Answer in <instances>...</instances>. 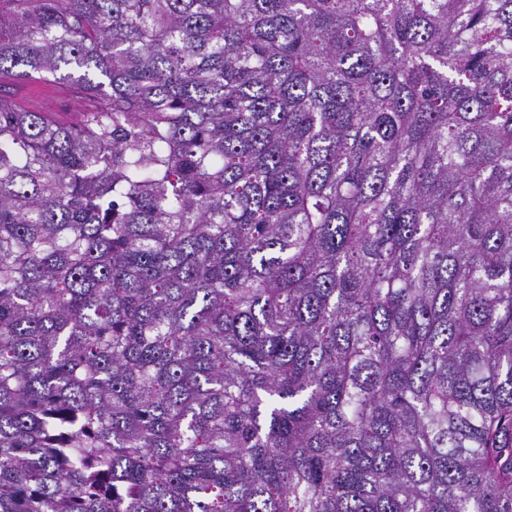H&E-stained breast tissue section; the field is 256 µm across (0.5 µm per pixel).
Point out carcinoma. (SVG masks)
<instances>
[{
	"instance_id": "1",
	"label": "carcinoma",
	"mask_w": 512,
	"mask_h": 512,
	"mask_svg": "<svg viewBox=\"0 0 512 512\" xmlns=\"http://www.w3.org/2000/svg\"><path fill=\"white\" fill-rule=\"evenodd\" d=\"M0 512H512V0H6ZM46 83H19L14 89V98L18 105L26 109H41L49 107L56 112L58 119L66 124L76 121V112L80 105L71 99L64 103L54 95L53 91L57 85Z\"/></svg>"
}]
</instances>
